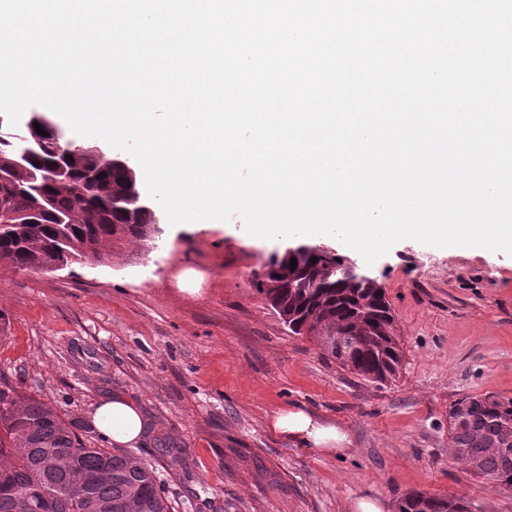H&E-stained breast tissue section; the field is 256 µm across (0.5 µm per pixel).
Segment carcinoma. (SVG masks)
I'll use <instances>...</instances> for the list:
<instances>
[{
    "label": "carcinoma",
    "instance_id": "cac0c4a2",
    "mask_svg": "<svg viewBox=\"0 0 512 512\" xmlns=\"http://www.w3.org/2000/svg\"><path fill=\"white\" fill-rule=\"evenodd\" d=\"M73 151L67 180H55L48 144L32 160L0 139V264L41 270L112 254L152 235L156 210L134 168ZM296 259V268L290 260ZM317 262H312V259ZM349 259L298 244L275 255L257 290L289 333L313 339L334 361L384 382L402 361L395 320L376 278ZM458 460L477 478L512 490V396H465L448 410ZM99 432L37 397L0 389V512H175L157 469L126 448H96ZM399 512H472L463 496L406 494Z\"/></svg>",
    "mask_w": 512,
    "mask_h": 512
}]
</instances>
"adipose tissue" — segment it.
Returning <instances> with one entry per match:
<instances>
[{
  "mask_svg": "<svg viewBox=\"0 0 512 512\" xmlns=\"http://www.w3.org/2000/svg\"><path fill=\"white\" fill-rule=\"evenodd\" d=\"M92 422L109 442L119 446L137 443L148 426L139 408L119 395L99 405ZM270 429L319 453H341L349 443L347 433L339 426L323 423L313 413L297 407L276 414Z\"/></svg>",
  "mask_w": 512,
  "mask_h": 512,
  "instance_id": "ef3b65f1",
  "label": "adipose tissue"
}]
</instances>
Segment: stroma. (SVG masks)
<instances>
[{
  "mask_svg": "<svg viewBox=\"0 0 512 512\" xmlns=\"http://www.w3.org/2000/svg\"><path fill=\"white\" fill-rule=\"evenodd\" d=\"M55 273L0 267V386L81 421L121 395L149 425L135 445L164 469L171 441L187 468L167 475L182 512H349L361 497L398 512L410 492L512 512V491L474 477L448 440L460 398L512 396V255L396 243L368 271L383 288L403 362L380 383L289 334L255 278L283 240L241 219L170 225ZM303 408L340 426L327 455L274 435Z\"/></svg>",
  "mask_w": 512,
  "mask_h": 512,
  "instance_id": "1",
  "label": "stroma"
}]
</instances>
